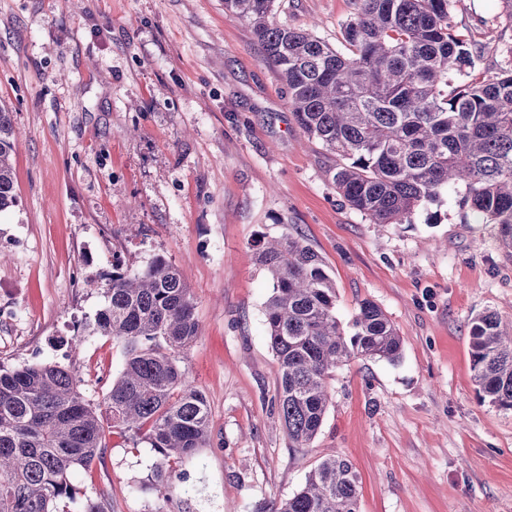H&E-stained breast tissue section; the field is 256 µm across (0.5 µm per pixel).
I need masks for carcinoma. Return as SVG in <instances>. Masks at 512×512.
<instances>
[{"label":"carcinoma","instance_id":"carcinoma-1","mask_svg":"<svg viewBox=\"0 0 512 512\" xmlns=\"http://www.w3.org/2000/svg\"><path fill=\"white\" fill-rule=\"evenodd\" d=\"M355 2L345 52L276 22L275 0H224V11L250 26L299 128L344 160L333 181L352 209L372 224H410L460 187L461 208L496 225L512 257V60L482 67L456 30L453 0ZM14 141L10 113L0 109V211L17 202ZM254 254L272 281L265 316L280 417L302 448L322 425L336 369L357 356L396 361L401 337L370 300L344 329L334 281L301 237L262 235ZM105 280L95 329L127 343L106 414L67 367L0 366V512H68L70 473L101 457L110 428L167 457H191L209 442L206 399L177 364L200 330L183 273L163 258L144 270L117 261ZM470 358L482 398L512 410V324L492 312L473 317ZM359 484L349 460L326 458L276 512H359Z\"/></svg>","mask_w":512,"mask_h":512}]
</instances>
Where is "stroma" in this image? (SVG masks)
<instances>
[{
  "instance_id": "35a3bbf8",
  "label": "stroma",
  "mask_w": 512,
  "mask_h": 512,
  "mask_svg": "<svg viewBox=\"0 0 512 512\" xmlns=\"http://www.w3.org/2000/svg\"><path fill=\"white\" fill-rule=\"evenodd\" d=\"M354 0H275L277 22L343 49ZM499 0L455 22L501 64ZM0 105L17 134V203L0 212V365L58 363L105 410L124 342L93 329L115 261L161 256L191 290L200 333L178 356L206 397L210 441L164 456L112 429L70 476L109 512H276L323 459L359 472V512H512V412L483 402L470 320L512 321V258L460 195L409 224H373L336 193L338 159L296 124L250 27L224 0H0ZM301 235L349 323L377 303L402 338L391 363L355 358L328 381L314 440L292 447L276 400L259 236ZM165 471L168 486L156 482Z\"/></svg>"
}]
</instances>
